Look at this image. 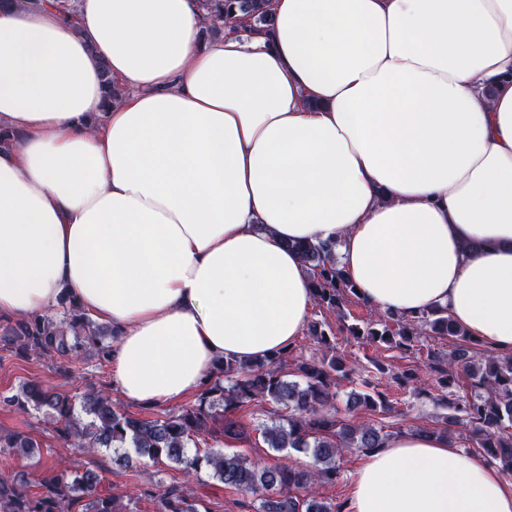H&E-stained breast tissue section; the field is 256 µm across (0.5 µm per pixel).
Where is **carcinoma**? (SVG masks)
<instances>
[{"mask_svg":"<svg viewBox=\"0 0 512 512\" xmlns=\"http://www.w3.org/2000/svg\"><path fill=\"white\" fill-rule=\"evenodd\" d=\"M200 6L209 37H219L224 27L244 21L254 30L271 24L267 0H200ZM102 78L106 103L117 104L125 89L112 81L105 66ZM291 248L311 271L316 305L344 317L343 303L357 292L339 268L336 244L296 242ZM60 305V318L35 314L0 329V334L15 337L18 353L53 355L67 364L90 352L109 360L110 346L105 339L112 330L93 321L68 298L61 299ZM345 329L354 339L387 350H410L424 337L458 340L448 353L428 349L426 363L435 382L424 384L412 372L397 375L395 380L411 393L427 394L435 404L450 409L443 431L450 426L463 427L472 453L512 473V354L475 352L473 338L455 327L440 308L411 318L389 313ZM308 336L316 346L328 352L335 350L336 333L327 322H311ZM293 352L291 346L248 366L226 358L202 384L196 404L153 418L114 408L101 390L61 393L35 382L22 386L6 404L25 413L44 411L56 425L59 438L74 448L89 452L105 448L125 463L130 462L132 450L154 462H171L189 476L205 468L224 487L254 495L255 504L248 506L252 512H343V505L322 501L311 488L319 482L336 481L340 476L336 459L344 452L369 453L385 443L384 426L359 416L361 411L369 416L391 411L393 403L379 390L376 377L384 367L376 361L367 366L334 354L295 364ZM356 373L361 377V389L349 396L352 416L339 419L337 381ZM290 376L294 380H288ZM464 377L474 389L470 397L454 390ZM256 400L276 407L272 424L257 425L263 443L277 452L290 448L311 455L312 468L259 467L238 455L199 448L210 435V424L218 420L222 421L224 437L249 438V430L228 414ZM191 447L195 448L192 455ZM2 448L33 455L38 444L24 434L13 433L0 435ZM52 470L53 474L34 489L19 475H1L0 512H129L121 498L98 493L101 477L97 468L70 471L55 462ZM144 496L155 502V512H199L197 503L177 486L162 491L147 489Z\"/></svg>","mask_w":512,"mask_h":512,"instance_id":"obj_1","label":"carcinoma"}]
</instances>
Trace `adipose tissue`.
<instances>
[{
    "label": "adipose tissue",
    "instance_id": "obj_1",
    "mask_svg": "<svg viewBox=\"0 0 512 512\" xmlns=\"http://www.w3.org/2000/svg\"><path fill=\"white\" fill-rule=\"evenodd\" d=\"M268 4L270 32L215 39L198 0L0 10V318L70 296L124 397L172 402L295 343L292 245L335 242L365 305L512 352V0ZM346 509L512 512V481L396 433Z\"/></svg>",
    "mask_w": 512,
    "mask_h": 512
}]
</instances>
